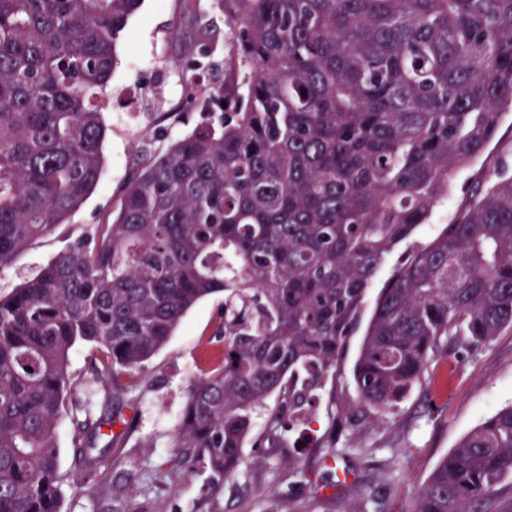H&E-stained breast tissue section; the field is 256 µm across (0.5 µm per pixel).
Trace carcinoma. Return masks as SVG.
Listing matches in <instances>:
<instances>
[{
	"mask_svg": "<svg viewBox=\"0 0 512 512\" xmlns=\"http://www.w3.org/2000/svg\"><path fill=\"white\" fill-rule=\"evenodd\" d=\"M227 76L184 85L204 120L141 149L109 224L0 295V512H61L55 430L71 413L81 491L131 427L107 415L209 296L224 294V361L192 383L180 464L238 472L274 448L336 371L387 258L431 223L457 173L512 110V0H216ZM181 72L210 68L216 34L197 0ZM141 0H0V267L66 223L98 184L100 110ZM512 330V175L498 173L387 279L353 368L357 403L400 404L450 336ZM95 351L85 392L68 370ZM104 439L103 449L96 448ZM512 406L465 435L411 512H506ZM90 354V347L83 343L75 345L70 351L69 370L77 384L75 392L78 394H80L84 386Z\"/></svg>",
	"mask_w": 512,
	"mask_h": 512,
	"instance_id": "cac0c4a2",
	"label": "carcinoma"
}]
</instances>
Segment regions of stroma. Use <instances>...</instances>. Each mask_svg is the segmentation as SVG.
Here are the masks:
<instances>
[{"instance_id":"1","label":"stroma","mask_w":512,"mask_h":512,"mask_svg":"<svg viewBox=\"0 0 512 512\" xmlns=\"http://www.w3.org/2000/svg\"><path fill=\"white\" fill-rule=\"evenodd\" d=\"M193 20L180 0H143L122 33L118 63L105 92L108 133L100 181L68 223L18 253L0 269V293L33 278L78 238L107 223L135 161V146L164 151L200 122L185 108L174 67L186 54ZM512 172V112L502 115L487 152L460 171L432 224L403 243L368 289L356 326L326 383L314 421L284 431L276 448L245 445L243 464L221 480L204 466L176 467L174 437L191 383L218 366L224 343V297L198 302L147 362L145 378L120 403L133 429L119 458L104 454L112 494L104 497L62 486L61 512H411L418 491L458 441L483 420L512 404V331L489 344L449 339L422 381L385 412L358 407L351 380L377 295L405 254L451 223L475 187L494 169ZM336 436V452L322 444Z\"/></svg>"}]
</instances>
